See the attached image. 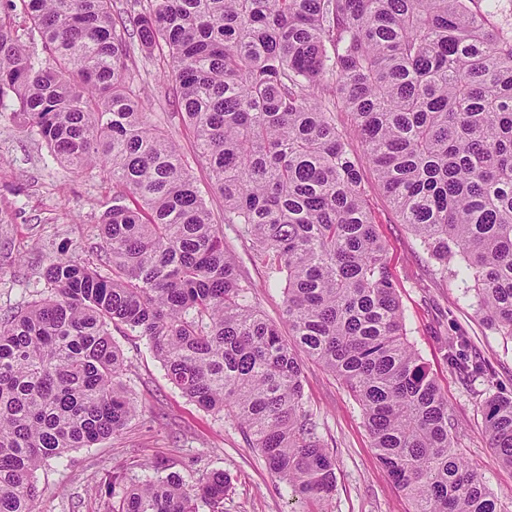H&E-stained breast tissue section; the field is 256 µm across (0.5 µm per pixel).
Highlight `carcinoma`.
I'll list each match as a JSON object with an SVG mask.
<instances>
[{"label":"carcinoma","instance_id":"carcinoma-1","mask_svg":"<svg viewBox=\"0 0 512 512\" xmlns=\"http://www.w3.org/2000/svg\"><path fill=\"white\" fill-rule=\"evenodd\" d=\"M6 0L0 101L71 170L112 181L101 252L110 273L56 257L48 294L0 317V512H36L34 474L137 413L112 329L144 338L184 396L237 421L301 499L329 500L336 462L304 408L303 358L358 402L411 512H500L454 452L448 398L406 338L405 315L336 113L347 112L380 190L437 272L512 338V27L480 0ZM42 41H22L16 10ZM168 49L197 156L269 277L291 339L264 318L177 142L152 125L129 64ZM494 384L468 337L444 351ZM512 467V397L485 401ZM177 474L127 490L117 512H199L227 477Z\"/></svg>","mask_w":512,"mask_h":512}]
</instances>
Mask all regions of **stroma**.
Wrapping results in <instances>:
<instances>
[{
  "instance_id": "35a3bbf8",
  "label": "stroma",
  "mask_w": 512,
  "mask_h": 512,
  "mask_svg": "<svg viewBox=\"0 0 512 512\" xmlns=\"http://www.w3.org/2000/svg\"><path fill=\"white\" fill-rule=\"evenodd\" d=\"M128 46L147 111L178 142L200 195L215 221L222 222L224 200L196 156L174 84L164 76L166 47L147 55L134 37ZM11 109V101L0 102V314L44 297L43 272L52 258L63 255L98 266L101 217L112 205L111 183L61 166L38 135L13 120ZM361 171L404 310L407 339L448 396L457 427L455 451L495 493L500 512H512V468L490 448L483 419L490 392L512 396V339L488 329L473 307L458 303L456 282L440 278L420 240L399 222L369 161H362ZM223 230L243 275L256 287L257 308L287 329L282 287L267 286V270L254 260L239 225L224 224ZM458 329L494 371L493 385L461 378L444 360V348ZM112 339L123 352V383L138 412L122 431L95 447L69 451L62 462L41 467L35 474L37 512H111L116 497L106 477L115 468L123 472L127 487L148 475L225 473L230 486L223 512H410L409 501L377 459L358 403L317 361H303L304 406L336 459V490L327 502L292 497L232 418L204 411L171 384L145 339L124 329L113 330Z\"/></svg>"
}]
</instances>
